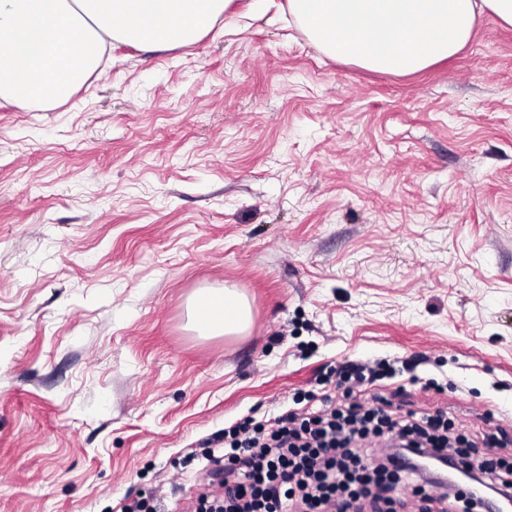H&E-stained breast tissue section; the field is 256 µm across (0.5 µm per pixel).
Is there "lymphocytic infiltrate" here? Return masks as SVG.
I'll list each match as a JSON object with an SVG mask.
<instances>
[{
  "label": "lymphocytic infiltrate",
  "instance_id": "obj_1",
  "mask_svg": "<svg viewBox=\"0 0 512 512\" xmlns=\"http://www.w3.org/2000/svg\"><path fill=\"white\" fill-rule=\"evenodd\" d=\"M389 361H349L333 372L340 398L304 392L302 408L269 423L245 417L224 430V453L207 450V473L220 490L201 494L187 512H381L403 479L429 481L428 472L403 464V449L472 458L484 482L512 495V461L495 443L467 444L454 435L447 413L397 416L364 407L355 389L394 377Z\"/></svg>",
  "mask_w": 512,
  "mask_h": 512
}]
</instances>
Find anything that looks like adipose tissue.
I'll list each match as a JSON object with an SVG mask.
<instances>
[{"mask_svg":"<svg viewBox=\"0 0 512 512\" xmlns=\"http://www.w3.org/2000/svg\"><path fill=\"white\" fill-rule=\"evenodd\" d=\"M233 0H0V98L18 106L61 103L107 59L113 41L168 49L196 43ZM323 51L342 63L410 74L460 53L481 20L512 27V0H288ZM204 336H241L247 297L206 288L188 303Z\"/></svg>","mask_w":512,"mask_h":512,"instance_id":"adipose-tissue-1","label":"adipose tissue"}]
</instances>
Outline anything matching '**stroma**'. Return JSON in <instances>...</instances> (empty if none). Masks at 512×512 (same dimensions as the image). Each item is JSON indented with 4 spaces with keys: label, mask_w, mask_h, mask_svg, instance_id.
I'll return each mask as SVG.
<instances>
[{
    "label": "stroma",
    "mask_w": 512,
    "mask_h": 512,
    "mask_svg": "<svg viewBox=\"0 0 512 512\" xmlns=\"http://www.w3.org/2000/svg\"><path fill=\"white\" fill-rule=\"evenodd\" d=\"M250 2L0 100V512H174L209 441L344 360L419 359L394 409L512 435V28L396 75ZM226 285L250 333L199 335ZM192 325L204 336H242L253 324L251 305L237 288L201 289L188 303Z\"/></svg>",
    "instance_id": "obj_1"
}]
</instances>
